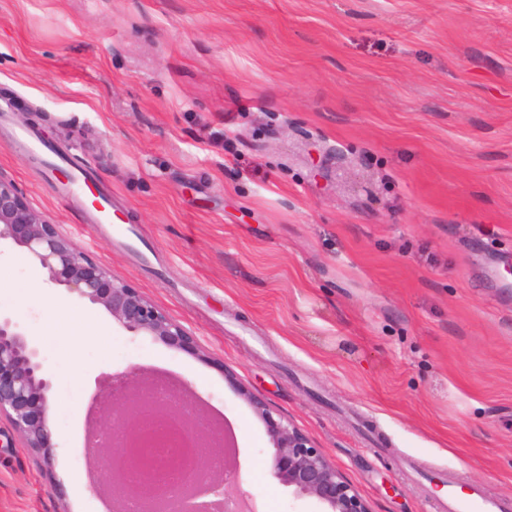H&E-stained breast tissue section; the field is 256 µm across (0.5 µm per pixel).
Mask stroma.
Listing matches in <instances>:
<instances>
[{"label": "stroma", "mask_w": 512, "mask_h": 512, "mask_svg": "<svg viewBox=\"0 0 512 512\" xmlns=\"http://www.w3.org/2000/svg\"><path fill=\"white\" fill-rule=\"evenodd\" d=\"M0 98L7 127L40 111V140L96 170L152 264L4 130L0 176L211 354L49 287L108 331L68 348L17 302L44 272L1 265L58 448L43 469L0 428V512H95L91 398L131 368L232 425L258 512L320 506L270 474L228 371L371 512H433L440 481L512 498V0H0Z\"/></svg>", "instance_id": "obj_1"}]
</instances>
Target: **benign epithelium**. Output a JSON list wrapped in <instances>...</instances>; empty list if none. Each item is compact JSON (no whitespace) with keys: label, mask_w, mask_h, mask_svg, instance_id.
Segmentation results:
<instances>
[{"label":"benign epithelium","mask_w":512,"mask_h":512,"mask_svg":"<svg viewBox=\"0 0 512 512\" xmlns=\"http://www.w3.org/2000/svg\"><path fill=\"white\" fill-rule=\"evenodd\" d=\"M0 245L18 250L27 262L44 271L48 282L101 305L133 335L149 336L172 349L210 359L180 323L128 281L80 250L59 225L32 209L15 185L1 176ZM137 383V373L131 368L112 377V383L95 396L101 410L100 423L112 425L113 434L112 445L97 448L88 456L89 465L96 472V488L112 485L117 475L128 470L137 471L143 479L170 473L179 480H205L211 487L223 489L227 507L243 502L237 493L238 474L226 469L224 482L216 480L209 448L204 446L208 427L202 424L201 415H187V403L180 394L165 405L168 419L178 421L176 432H155L139 456L131 457L126 436L153 407V400H141L131 394ZM50 390L51 382L44 375L27 334L13 318L0 316V420L7 422L40 466L50 464L57 448L49 418ZM238 392L264 424L272 448L270 471L281 485L292 489L297 497L315 499L322 507L320 512H370L353 485L307 435L275 413L264 399L243 387ZM185 442L199 449L189 468L177 451V445Z\"/></svg>","instance_id":"1"}]
</instances>
